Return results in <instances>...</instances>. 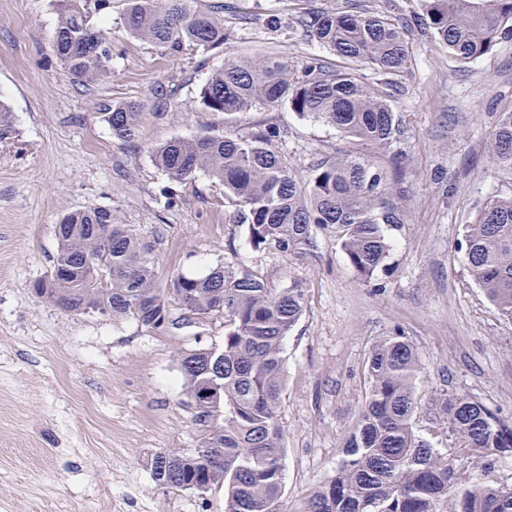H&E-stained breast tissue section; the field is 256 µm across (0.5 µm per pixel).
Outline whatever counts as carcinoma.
<instances>
[{"mask_svg": "<svg viewBox=\"0 0 512 512\" xmlns=\"http://www.w3.org/2000/svg\"><path fill=\"white\" fill-rule=\"evenodd\" d=\"M129 34L163 52L224 50V4L203 0H122ZM417 20L448 55L471 63L512 40V0H419ZM112 0H55L54 51L78 82L110 73L112 50L94 16ZM291 34L329 51L341 64L312 55L297 68L281 56L227 55L200 88L202 108L217 122L191 138L174 137L152 158L176 183L203 173L224 185L237 207L234 222L256 250L300 260L316 247L314 230H336V242L363 282L386 270L390 232L405 223L403 151L387 164L361 154H319L298 173L279 148L287 129L277 123L236 131L253 108L286 109L336 128L345 137L385 148L402 141L405 117L391 104L393 77L409 60L407 25L387 15L350 9L310 11ZM382 76L370 86L354 66ZM101 118L120 142L140 131L139 105H103ZM14 134L0 102V141ZM488 156L512 176V109L501 112ZM54 272L35 294L69 313L131 317L153 330L174 324L170 300L186 318L224 315V344L179 359L195 419L206 434L190 455L156 453L153 478L170 487L205 493L224 486L225 512H278L284 448L278 409L284 386L283 340L302 317L306 291L294 282L272 288L247 267L224 261L201 273H178L173 298L157 282L158 238L142 236L117 211L96 207L65 214L57 228ZM470 271L500 317L512 323V190L478 204L458 243ZM420 370L417 349L402 336L377 344L367 364V396L345 439L335 475L313 496L309 512H512V483L494 477L495 464L512 458V419L501 418L465 395H447L441 409L445 447L414 427ZM211 382L223 387L217 403L201 397ZM469 466L474 481L461 479Z\"/></svg>", "mask_w": 512, "mask_h": 512, "instance_id": "carcinoma-1", "label": "carcinoma"}]
</instances>
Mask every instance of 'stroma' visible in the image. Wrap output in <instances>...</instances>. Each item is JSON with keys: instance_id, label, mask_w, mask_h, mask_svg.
<instances>
[{"instance_id": "obj_1", "label": "stroma", "mask_w": 512, "mask_h": 512, "mask_svg": "<svg viewBox=\"0 0 512 512\" xmlns=\"http://www.w3.org/2000/svg\"><path fill=\"white\" fill-rule=\"evenodd\" d=\"M225 2L223 52L171 56L132 37L113 0L94 19L111 43V72L87 85L53 52V0H0V99L15 129L0 142V512L225 510L223 487L172 489L148 466L160 451H195L202 428L178 356L223 345L224 318L153 331L38 298L33 285L58 251L55 226L77 209L106 206L142 235H159L165 288L177 273L219 259L274 288L303 284L305 312L284 340L279 512H308L333 475L365 402L367 358L390 336H406L420 353L421 436L441 441L434 403L444 393L512 417V326L457 249L477 202L512 187L486 152L496 114L512 108V41L461 64L419 26L408 32L410 58L392 98L408 126L406 222L392 233L386 271L365 283L328 230L317 231V247L302 261L253 250L221 183L202 174L171 182L151 158L153 147L212 122L197 97L225 55L278 54L302 65L319 48L289 35V22L345 0ZM130 101L141 107L142 128L123 144L100 112ZM267 121L287 125L281 148L301 170L314 155L353 148L334 128L290 112H246L238 129Z\"/></svg>"}]
</instances>
